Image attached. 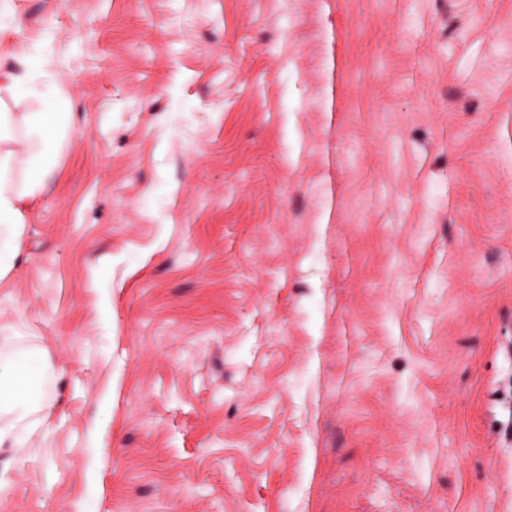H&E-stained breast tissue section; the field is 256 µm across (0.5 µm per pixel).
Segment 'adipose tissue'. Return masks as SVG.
I'll return each mask as SVG.
<instances>
[{
    "label": "adipose tissue",
    "instance_id": "ef3b65f1",
    "mask_svg": "<svg viewBox=\"0 0 512 512\" xmlns=\"http://www.w3.org/2000/svg\"><path fill=\"white\" fill-rule=\"evenodd\" d=\"M61 112H33L25 116L27 137L38 143V151L29 158V176L22 190H12L7 173L13 158L8 144L12 142V119L0 113V278L12 268L24 227L22 204L35 197L53 173L48 144L64 127ZM44 366L39 351L27 349L12 356L0 355V444L20 428L32 424L39 412L36 383Z\"/></svg>",
    "mask_w": 512,
    "mask_h": 512
}]
</instances>
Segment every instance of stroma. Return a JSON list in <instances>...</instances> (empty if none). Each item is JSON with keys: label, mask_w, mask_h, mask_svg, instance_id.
<instances>
[{"label": "stroma", "mask_w": 512, "mask_h": 512, "mask_svg": "<svg viewBox=\"0 0 512 512\" xmlns=\"http://www.w3.org/2000/svg\"><path fill=\"white\" fill-rule=\"evenodd\" d=\"M25 57L0 512H512V0H0ZM8 112L0 113V279L13 267L17 246L24 227L22 203L35 198L53 173L48 144L64 127L63 112H30L23 118L27 137L37 142L40 149L29 158V176L21 191H13L7 184V173L13 158L12 149H3L14 142L12 119ZM44 366L36 349L16 355H0V445L19 428L47 421V416L32 420L42 410L36 394V383ZM4 417L7 420L2 424Z\"/></svg>", "instance_id": "35a3bbf8"}]
</instances>
